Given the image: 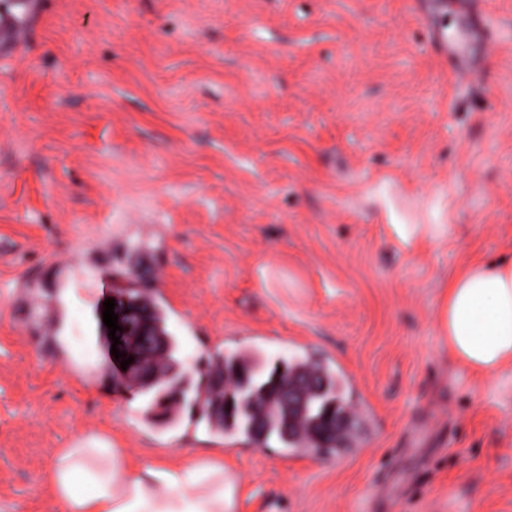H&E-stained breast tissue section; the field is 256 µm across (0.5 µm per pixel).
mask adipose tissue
I'll return each instance as SVG.
<instances>
[{
	"instance_id": "adipose-tissue-1",
	"label": "adipose tissue",
	"mask_w": 512,
	"mask_h": 512,
	"mask_svg": "<svg viewBox=\"0 0 512 512\" xmlns=\"http://www.w3.org/2000/svg\"><path fill=\"white\" fill-rule=\"evenodd\" d=\"M442 330L449 356L494 376L512 366V255L467 263L448 278ZM49 512H234L219 464L131 468L97 436L60 449L45 475Z\"/></svg>"
}]
</instances>
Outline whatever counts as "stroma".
Returning a JSON list of instances; mask_svg holds the SVG:
<instances>
[{
    "mask_svg": "<svg viewBox=\"0 0 512 512\" xmlns=\"http://www.w3.org/2000/svg\"><path fill=\"white\" fill-rule=\"evenodd\" d=\"M0 54V512H44L59 449L220 460L237 512H512V367L448 355L464 262L512 249V0L466 84L453 0H38ZM148 276L181 360L309 355L362 443L253 446L150 423L102 315ZM58 334L47 335L46 309Z\"/></svg>",
    "mask_w": 512,
    "mask_h": 512,
    "instance_id": "stroma-1",
    "label": "stroma"
}]
</instances>
